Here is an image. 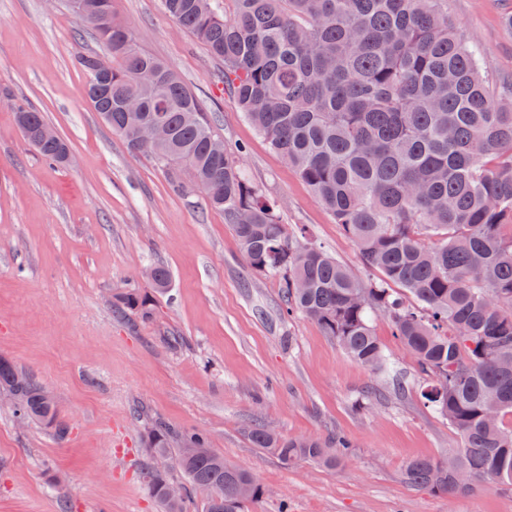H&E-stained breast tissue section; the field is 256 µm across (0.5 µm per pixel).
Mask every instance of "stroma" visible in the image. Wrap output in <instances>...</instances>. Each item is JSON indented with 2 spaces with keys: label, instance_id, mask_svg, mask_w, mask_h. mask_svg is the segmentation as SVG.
Masks as SVG:
<instances>
[{
  "label": "stroma",
  "instance_id": "obj_1",
  "mask_svg": "<svg viewBox=\"0 0 512 512\" xmlns=\"http://www.w3.org/2000/svg\"><path fill=\"white\" fill-rule=\"evenodd\" d=\"M139 50L163 61L200 102L244 176L304 234L379 281L355 241L224 89L222 65L166 13L163 0H115ZM512 0H448V17L494 81L512 80ZM104 49L67 0H0V355L59 399L65 440L0 403V512H161L142 481L159 466L144 418L205 432L225 460L267 490L248 512H512V489L487 483L444 497L407 484L406 464L462 444L418 398L423 385L389 321L373 328L389 356L379 373L311 320L287 315L277 277L251 271L223 212L172 190L162 167L131 154L93 111L80 54ZM44 113L73 164L46 162L14 122L12 99ZM171 284L141 321L112 308L129 286L150 290L147 265ZM345 436L353 458L328 469L281 464L247 430Z\"/></svg>",
  "mask_w": 512,
  "mask_h": 512
}]
</instances>
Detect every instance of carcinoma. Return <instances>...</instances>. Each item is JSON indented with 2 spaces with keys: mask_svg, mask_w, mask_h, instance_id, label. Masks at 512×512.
I'll use <instances>...</instances> for the list:
<instances>
[{
  "mask_svg": "<svg viewBox=\"0 0 512 512\" xmlns=\"http://www.w3.org/2000/svg\"><path fill=\"white\" fill-rule=\"evenodd\" d=\"M233 15L212 0H164L166 12L222 63L224 87L272 149L292 166L336 223L355 240L363 263L382 279L365 286L321 248L288 233L270 201L241 172L239 157L214 152L217 141L194 94L161 60L140 52L114 0L71 10L121 65L97 70L98 56L76 64L88 75L86 96L127 149L152 157L184 192L209 186L208 205L224 212L248 266L280 278L287 314L314 321L359 364L383 371L388 357L371 313L386 317L417 374L419 395L462 436L443 461L413 459V486L454 496L485 482L512 488V82L486 80L477 50L448 21V0H234ZM24 137L47 125L42 112L12 100ZM160 122L165 140L143 144L136 127ZM63 138L39 153L64 164ZM186 171L189 181L178 175ZM434 238L431 245L422 236ZM153 290L171 275L149 267ZM123 312L153 315L150 296L126 288ZM45 387L0 357V391L17 395L19 416L55 430L67 425ZM262 448L288 466L300 460L335 469L352 459L341 437L284 438L256 425ZM143 441L177 462L202 495L201 512H244L238 487L251 469L208 448L200 431L181 435L152 423ZM162 512H187L169 501V479L143 475ZM222 494L215 508L211 493Z\"/></svg>",
  "mask_w": 512,
  "mask_h": 512,
  "instance_id": "cac0c4a2",
  "label": "carcinoma"
}]
</instances>
